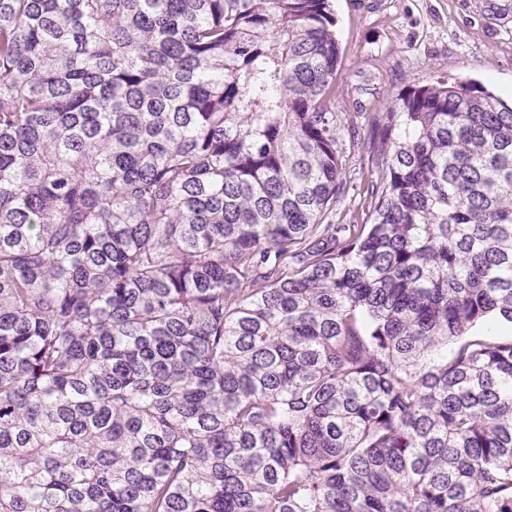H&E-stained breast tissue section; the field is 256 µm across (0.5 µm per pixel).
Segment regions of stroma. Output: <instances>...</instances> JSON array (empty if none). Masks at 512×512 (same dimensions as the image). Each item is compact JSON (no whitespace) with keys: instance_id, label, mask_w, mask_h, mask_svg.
<instances>
[{"instance_id":"stroma-1","label":"stroma","mask_w":512,"mask_h":512,"mask_svg":"<svg viewBox=\"0 0 512 512\" xmlns=\"http://www.w3.org/2000/svg\"><path fill=\"white\" fill-rule=\"evenodd\" d=\"M336 109L385 107L414 87L466 78L512 98V0H332Z\"/></svg>"}]
</instances>
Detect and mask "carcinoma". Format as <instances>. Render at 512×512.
I'll return each instance as SVG.
<instances>
[{"label":"carcinoma","instance_id":"cac0c4a2","mask_svg":"<svg viewBox=\"0 0 512 512\" xmlns=\"http://www.w3.org/2000/svg\"><path fill=\"white\" fill-rule=\"evenodd\" d=\"M339 58L330 0H0V512H512V106L363 136ZM364 162L365 167L362 168L360 165L361 161L355 157V159H350L349 163L347 164V176L351 177V180H353V184L356 185V187L355 191L351 190L349 195L344 200L336 202V216L333 217V220L336 223L348 222L352 212L353 214L357 212L361 213L362 208L364 206L367 207V203L364 200L362 191L359 190V185H361V188H363L369 176L366 161Z\"/></svg>","mask_w":512,"mask_h":512}]
</instances>
